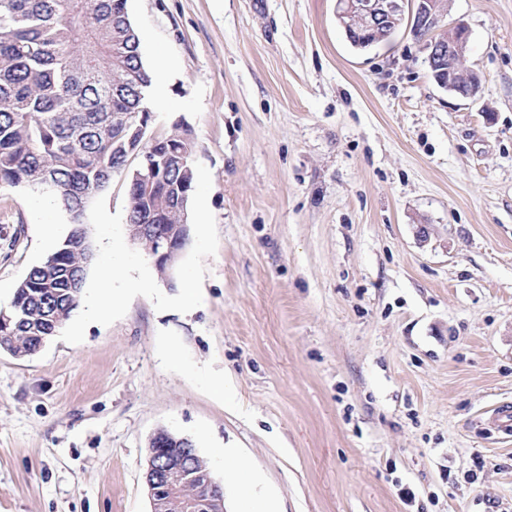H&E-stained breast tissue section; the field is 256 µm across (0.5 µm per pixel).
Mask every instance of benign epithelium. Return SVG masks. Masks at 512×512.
Here are the masks:
<instances>
[{
	"label": "benign epithelium",
	"instance_id": "7a95c632",
	"mask_svg": "<svg viewBox=\"0 0 512 512\" xmlns=\"http://www.w3.org/2000/svg\"><path fill=\"white\" fill-rule=\"evenodd\" d=\"M446 0H420L410 25L437 32L443 29L447 15L444 7ZM401 9L399 0H337L336 15L349 19V34L372 33L376 23L390 17ZM468 37V27L457 21L444 38L427 45L428 62L434 64L439 57H448V74L436 75L438 85L448 92L463 98H473L481 92L480 75L473 69L458 64L462 60L461 45ZM135 240L147 238L157 250L155 265L162 274L173 265L180 252L186 246L187 225L174 224L162 233L155 224H133L129 231ZM165 443L161 433H156L150 441L145 483L150 499V512H226L224 490L212 472L199 476V488L190 498L179 495L176 483L180 480L190 482L193 477L184 475L181 461L160 454L158 447Z\"/></svg>",
	"mask_w": 512,
	"mask_h": 512
}]
</instances>
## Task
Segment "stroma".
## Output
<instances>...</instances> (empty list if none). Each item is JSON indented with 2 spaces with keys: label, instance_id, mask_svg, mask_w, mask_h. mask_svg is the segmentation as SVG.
I'll return each mask as SVG.
<instances>
[{
  "label": "stroma",
  "instance_id": "stroma-1",
  "mask_svg": "<svg viewBox=\"0 0 512 512\" xmlns=\"http://www.w3.org/2000/svg\"><path fill=\"white\" fill-rule=\"evenodd\" d=\"M126 7L144 64L170 68L147 137L195 141L189 241L165 275L131 241L137 158L93 193L72 327L0 349V512H150L161 429L228 512H251L253 480L280 512H512L492 424L512 401V0H448L474 100L408 28L356 51L336 0ZM45 197L0 184L1 281L48 257ZM112 262L131 284L85 315ZM228 448L250 463L233 477Z\"/></svg>",
  "mask_w": 512,
  "mask_h": 512
}]
</instances>
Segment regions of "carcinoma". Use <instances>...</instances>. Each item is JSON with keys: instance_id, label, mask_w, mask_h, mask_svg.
<instances>
[{"instance_id": "obj_1", "label": "carcinoma", "mask_w": 512, "mask_h": 512, "mask_svg": "<svg viewBox=\"0 0 512 512\" xmlns=\"http://www.w3.org/2000/svg\"><path fill=\"white\" fill-rule=\"evenodd\" d=\"M127 0H0V183L41 188L69 213L72 230L18 284L0 349L25 357L55 336L78 308L94 258L84 213L132 155L131 224H185L195 145L179 124L145 140L152 75ZM405 24L379 28L386 43ZM167 452L192 473L206 461L171 440Z\"/></svg>"}]
</instances>
